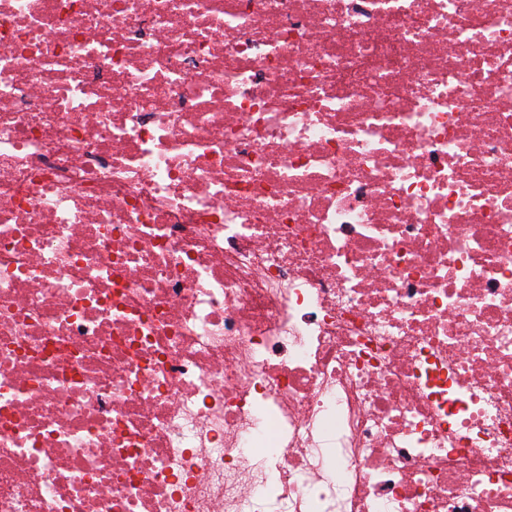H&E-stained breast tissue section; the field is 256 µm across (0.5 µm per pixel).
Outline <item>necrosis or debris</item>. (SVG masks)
Here are the masks:
<instances>
[{
  "instance_id": "obj_1",
  "label": "necrosis or debris",
  "mask_w": 512,
  "mask_h": 512,
  "mask_svg": "<svg viewBox=\"0 0 512 512\" xmlns=\"http://www.w3.org/2000/svg\"><path fill=\"white\" fill-rule=\"evenodd\" d=\"M0 512H512V0H0Z\"/></svg>"
}]
</instances>
